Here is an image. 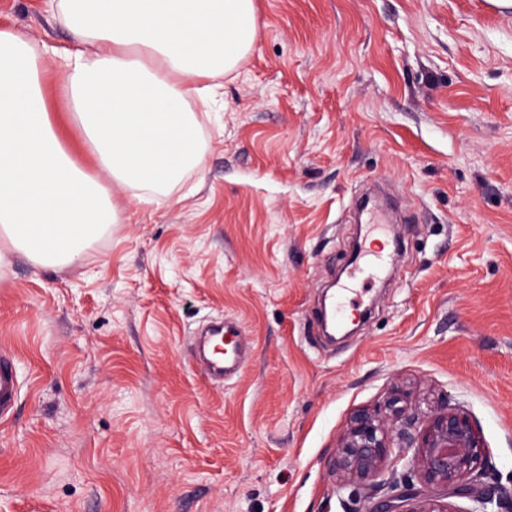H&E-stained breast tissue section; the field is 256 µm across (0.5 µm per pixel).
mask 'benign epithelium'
Listing matches in <instances>:
<instances>
[{
  "label": "benign epithelium",
  "instance_id": "obj_1",
  "mask_svg": "<svg viewBox=\"0 0 512 512\" xmlns=\"http://www.w3.org/2000/svg\"><path fill=\"white\" fill-rule=\"evenodd\" d=\"M408 399L396 390L383 405L354 412L337 446L332 467L369 503L366 512H461L451 497L477 503L473 512H512V488L489 463L470 415L445 398L424 422ZM401 461L402 473L394 469Z\"/></svg>",
  "mask_w": 512,
  "mask_h": 512
}]
</instances>
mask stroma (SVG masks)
<instances>
[{"instance_id": "35a3bbf8", "label": "stroma", "mask_w": 512, "mask_h": 512, "mask_svg": "<svg viewBox=\"0 0 512 512\" xmlns=\"http://www.w3.org/2000/svg\"><path fill=\"white\" fill-rule=\"evenodd\" d=\"M251 52L192 102L202 162L71 265L0 264V512H345L332 471L356 410L400 386L476 420L512 483V7L502 0H255ZM0 27L66 48L47 0ZM75 162L99 168L55 94ZM358 241L381 271L348 259ZM349 279L356 332L316 312ZM236 321L244 371L194 367ZM19 384L13 359L0 356V419L8 418L14 408Z\"/></svg>"}]
</instances>
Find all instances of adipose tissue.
I'll use <instances>...</instances> for the list:
<instances>
[{
	"instance_id": "1",
	"label": "adipose tissue",
	"mask_w": 512,
	"mask_h": 512,
	"mask_svg": "<svg viewBox=\"0 0 512 512\" xmlns=\"http://www.w3.org/2000/svg\"><path fill=\"white\" fill-rule=\"evenodd\" d=\"M75 43L57 95L101 170L133 192L173 188L202 158L191 98L215 94L256 37L254 0H56ZM0 28V237L61 267L117 223L107 186L66 151L43 91L45 58Z\"/></svg>"
}]
</instances>
